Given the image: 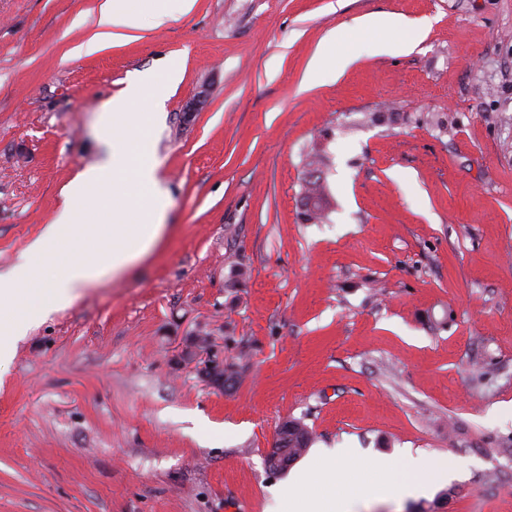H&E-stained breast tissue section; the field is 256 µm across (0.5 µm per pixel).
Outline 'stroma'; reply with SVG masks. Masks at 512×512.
<instances>
[{"mask_svg": "<svg viewBox=\"0 0 512 512\" xmlns=\"http://www.w3.org/2000/svg\"><path fill=\"white\" fill-rule=\"evenodd\" d=\"M100 3L0 0V269L101 159L104 103L174 59L168 231L0 365V512H281L291 418L353 449L351 489L406 449L455 474L375 512H512V0H163L77 54ZM331 49L349 65L308 82Z\"/></svg>", "mask_w": 512, "mask_h": 512, "instance_id": "obj_1", "label": "stroma"}]
</instances>
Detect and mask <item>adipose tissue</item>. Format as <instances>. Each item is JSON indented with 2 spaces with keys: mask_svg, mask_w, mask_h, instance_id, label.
Returning a JSON list of instances; mask_svg holds the SVG:
<instances>
[{
  "mask_svg": "<svg viewBox=\"0 0 512 512\" xmlns=\"http://www.w3.org/2000/svg\"><path fill=\"white\" fill-rule=\"evenodd\" d=\"M176 76H146L105 107L101 134L109 149L81 169L53 219L28 245L24 257L0 272V359L31 323L69 306L99 277L123 272L148 255L167 229L165 191L151 158L147 130L156 116L158 83ZM347 448H321L273 497L288 512H336L330 495L309 490L313 478L335 472Z\"/></svg>",
  "mask_w": 512,
  "mask_h": 512,
  "instance_id": "obj_1",
  "label": "adipose tissue"
}]
</instances>
